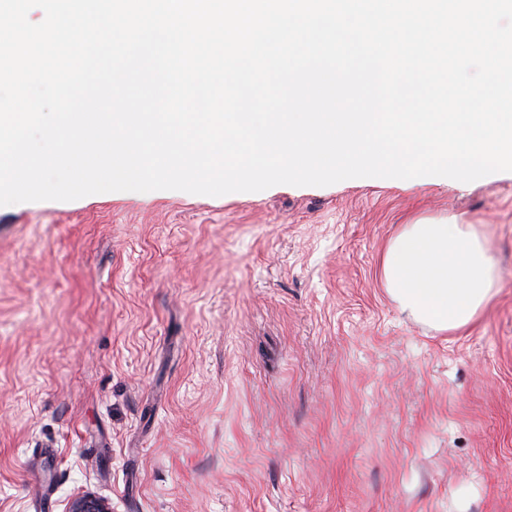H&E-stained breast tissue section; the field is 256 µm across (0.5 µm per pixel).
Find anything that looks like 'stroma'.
Masks as SVG:
<instances>
[{
	"instance_id": "stroma-1",
	"label": "stroma",
	"mask_w": 512,
	"mask_h": 512,
	"mask_svg": "<svg viewBox=\"0 0 512 512\" xmlns=\"http://www.w3.org/2000/svg\"><path fill=\"white\" fill-rule=\"evenodd\" d=\"M457 215L493 299L439 332L381 255ZM512 512V179L0 206V512ZM65 512H112V505L91 492L80 491L70 498Z\"/></svg>"
}]
</instances>
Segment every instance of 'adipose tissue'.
<instances>
[{"label":"adipose tissue","mask_w":512,"mask_h":512,"mask_svg":"<svg viewBox=\"0 0 512 512\" xmlns=\"http://www.w3.org/2000/svg\"><path fill=\"white\" fill-rule=\"evenodd\" d=\"M494 257L458 217L404 225L382 256L386 290L401 313L439 331L469 324L493 297Z\"/></svg>","instance_id":"1"}]
</instances>
